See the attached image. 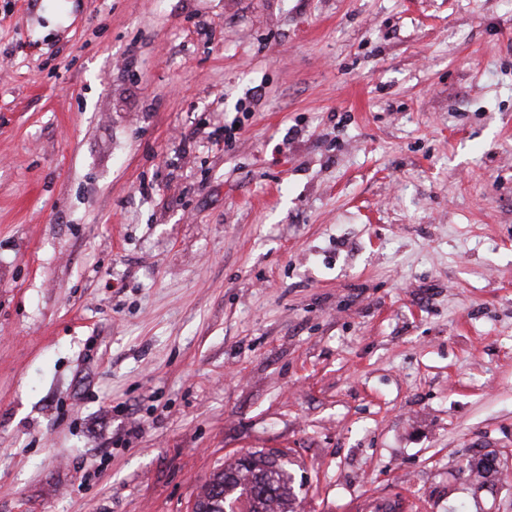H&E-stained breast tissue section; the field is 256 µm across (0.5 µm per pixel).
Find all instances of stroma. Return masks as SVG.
Wrapping results in <instances>:
<instances>
[{"label":"stroma","instance_id":"1","mask_svg":"<svg viewBox=\"0 0 512 512\" xmlns=\"http://www.w3.org/2000/svg\"><path fill=\"white\" fill-rule=\"evenodd\" d=\"M512 512V0H0V512ZM278 457L252 453V479L238 473L237 461L216 472L203 487L191 512H231L226 510L237 501L245 503L248 512H294L291 475ZM214 488L220 489L217 496L212 495ZM493 452L482 454L478 459L468 461L467 468L473 474V485L482 488L497 473L495 461L496 456Z\"/></svg>","mask_w":512,"mask_h":512}]
</instances>
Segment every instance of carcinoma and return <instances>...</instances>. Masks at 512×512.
I'll list each match as a JSON object with an SVG mask.
<instances>
[{"label":"carcinoma","mask_w":512,"mask_h":512,"mask_svg":"<svg viewBox=\"0 0 512 512\" xmlns=\"http://www.w3.org/2000/svg\"><path fill=\"white\" fill-rule=\"evenodd\" d=\"M495 461L488 452L468 462L474 485L481 488L495 477ZM250 467L249 476L238 473L235 462L216 472L198 496L205 512H226L237 501L248 512H294L291 475L278 456L255 452Z\"/></svg>","instance_id":"cac0c4a2"}]
</instances>
